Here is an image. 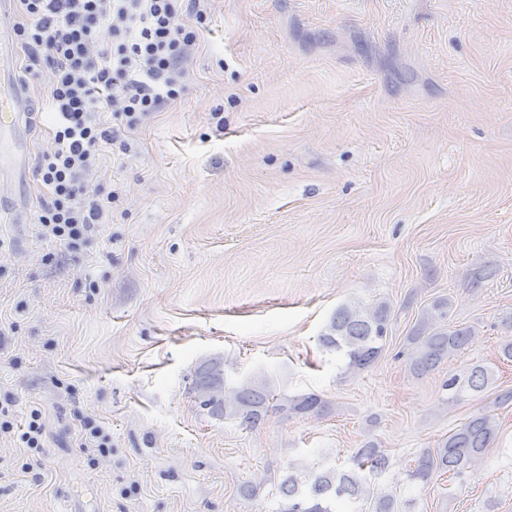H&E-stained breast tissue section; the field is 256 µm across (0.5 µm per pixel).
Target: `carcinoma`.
<instances>
[{
  "instance_id": "carcinoma-1",
  "label": "carcinoma",
  "mask_w": 512,
  "mask_h": 512,
  "mask_svg": "<svg viewBox=\"0 0 512 512\" xmlns=\"http://www.w3.org/2000/svg\"><path fill=\"white\" fill-rule=\"evenodd\" d=\"M451 302L439 299L426 308L417 326L407 337L411 348L409 368L416 375L435 370L448 356L461 352L475 336L470 326L447 323ZM391 310L385 302L361 308L342 305L336 309L327 331L320 336L321 344L347 360V369L358 374L370 368L381 356L387 340ZM490 373L481 366L443 384L449 391L448 400H458L466 390L480 391L488 384ZM194 389L205 392L208 399L200 406L213 415L237 418L256 428L268 414L272 389L268 381L246 378L234 386L224 379V369L217 359L201 364L195 371ZM328 402L316 393L283 396L277 410L287 415L311 417L328 410ZM499 433V423L489 410L474 414L461 428L448 433L436 447L424 450L415 461L411 477L427 482L434 473L461 474L481 462ZM387 464L383 451L373 442L358 449L354 468L337 474L326 471L305 477L290 474L280 485L287 502L278 512H335L333 502L349 496L371 495L370 481L363 474L381 473Z\"/></svg>"
}]
</instances>
